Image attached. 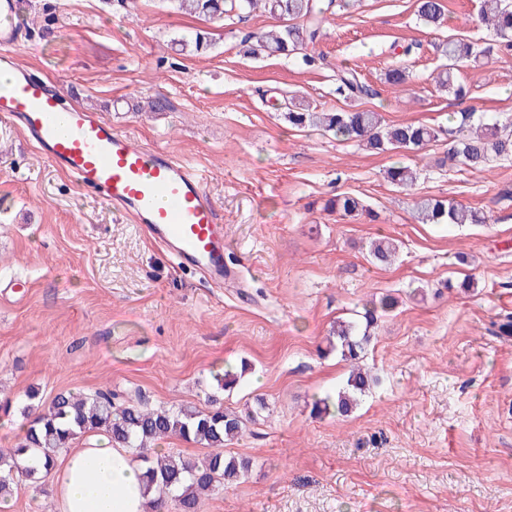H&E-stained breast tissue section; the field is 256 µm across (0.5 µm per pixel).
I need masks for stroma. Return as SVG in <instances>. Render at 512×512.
<instances>
[{
    "label": "stroma",
    "mask_w": 512,
    "mask_h": 512,
    "mask_svg": "<svg viewBox=\"0 0 512 512\" xmlns=\"http://www.w3.org/2000/svg\"><path fill=\"white\" fill-rule=\"evenodd\" d=\"M18 62L143 143L202 175L224 224V259L238 283L217 286L180 266L144 229L82 189L14 123L0 119V448L18 439L28 391L112 389L153 406L238 412L264 402L228 456L251 471L201 501L200 512H512V160L481 170L447 164L462 118L512 121V49L461 63L458 98L434 77L436 45L478 39L480 0H445L441 28L416 0L333 7L315 61L243 57L248 36L276 21L255 11L205 22L166 0H22ZM207 32L210 48L180 40ZM406 85L386 82L397 62ZM354 68L385 123L438 128L410 153L374 154L354 141L288 124L297 93L310 107H347L331 67ZM165 98L163 112L136 103ZM419 177L401 189L395 161ZM350 193L346 216L329 200ZM484 211L485 224H422L418 197ZM399 245L376 265L370 240ZM394 296L361 363L378 382L346 417L313 414L349 366L327 341L363 300ZM247 360L233 390L214 375Z\"/></svg>",
    "instance_id": "1"
}]
</instances>
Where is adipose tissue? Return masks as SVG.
Listing matches in <instances>:
<instances>
[{
	"label": "adipose tissue",
	"instance_id": "ef3b65f1",
	"mask_svg": "<svg viewBox=\"0 0 512 512\" xmlns=\"http://www.w3.org/2000/svg\"><path fill=\"white\" fill-rule=\"evenodd\" d=\"M57 512H146L151 497L129 449L91 435L48 468Z\"/></svg>",
	"mask_w": 512,
	"mask_h": 512
}]
</instances>
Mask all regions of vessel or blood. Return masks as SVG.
<instances>
[{
    "instance_id": "vessel-or-blood-1",
    "label": "vessel or blood",
    "mask_w": 512,
    "mask_h": 512,
    "mask_svg": "<svg viewBox=\"0 0 512 512\" xmlns=\"http://www.w3.org/2000/svg\"><path fill=\"white\" fill-rule=\"evenodd\" d=\"M16 42L12 28L0 27V66L13 73L0 86V118L17 122L84 190L144 225L182 264L217 284L233 278L224 263V226L202 176L94 113L80 107L61 111L58 95L16 65Z\"/></svg>"
}]
</instances>
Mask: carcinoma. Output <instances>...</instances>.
<instances>
[{
  "mask_svg": "<svg viewBox=\"0 0 512 512\" xmlns=\"http://www.w3.org/2000/svg\"><path fill=\"white\" fill-rule=\"evenodd\" d=\"M177 11L203 20H222L225 17L250 13L258 8L279 19L274 28L244 40L242 52L247 57H276L301 55L304 63L314 61L307 53L308 46L321 36L324 14L335 0H168ZM443 0H418L417 12L427 26H436L444 14ZM479 22L486 27L491 42L481 46L467 39L450 35L438 45L446 60L435 81L442 88L461 97L464 88L458 84L455 70L464 60L475 63L490 56L494 45L512 48V0H482ZM336 92L346 99L362 100L371 94L357 73L346 67L336 68ZM284 118L295 127L314 126L333 133L345 141L363 144L375 153L388 150L418 151L438 137V131L422 124L402 123L387 126L379 113L353 106L350 109L315 111L304 102H289ZM512 158V133L507 126L484 124L470 132L459 129V135L448 150V162L472 169H483L492 160ZM392 184L407 189L417 180V170L398 161L386 171ZM331 206L352 214L363 205L358 198L338 194ZM415 217L430 224H484L487 216L479 209L453 201L421 198L415 202ZM380 263L391 262L396 254L394 243L380 238L370 250ZM391 303L382 299L380 305H363V321L339 320L330 330L336 339V351L344 361L359 358L371 340L370 329L377 322V312L387 311ZM240 368L227 367L215 375L218 386L232 388ZM373 385V380L361 369L352 371L335 396L316 400L313 412L347 416L359 405ZM28 405L23 440L8 452L0 450V500L6 502L14 486L28 482L37 484L44 479L28 461L49 459L74 442L90 434H104L113 444L136 452L144 465L147 490L156 495L153 502L162 506L166 499L175 502L178 512H199L201 499L225 484L238 481L248 471L250 461L224 455V442L242 435L247 420L228 413L219 406L209 410L183 407L151 408L142 402L126 403L112 390L94 393L61 391L47 408L32 414ZM176 436L186 442L199 443L212 452L200 461L180 454L160 453L151 444Z\"/></svg>",
  "mask_w": 512,
  "mask_h": 512,
  "instance_id": "cac0c4a2",
  "label": "carcinoma"
}]
</instances>
